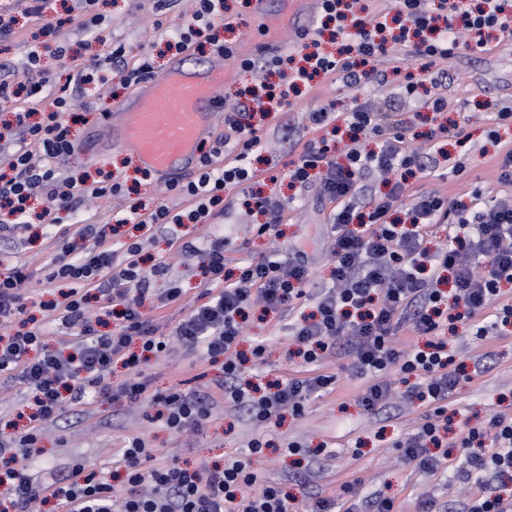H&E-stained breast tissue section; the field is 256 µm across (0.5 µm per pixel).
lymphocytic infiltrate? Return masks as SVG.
<instances>
[{"label":"lymphocytic infiltrate","mask_w":512,"mask_h":512,"mask_svg":"<svg viewBox=\"0 0 512 512\" xmlns=\"http://www.w3.org/2000/svg\"><path fill=\"white\" fill-rule=\"evenodd\" d=\"M47 2L21 0L24 13L39 21L44 35H56L68 24L96 33L101 23L97 0H77L76 12L63 18L49 15ZM318 2L320 14L336 24L344 43L340 51L311 49L310 33L304 30L297 35L301 58L245 56L240 67L262 80L278 75L292 90L336 73L354 87L370 81L385 88L388 76L378 64L391 42L406 47L417 66L406 73L398 94L356 103L344 113L328 104L308 115L315 137L304 144L285 176L294 187L318 183L322 198L334 205L327 226L329 280H315L301 254L278 250L232 265L224 254L227 239L187 241L181 234L185 225L209 224L227 214V189L262 178L251 158L262 152L264 143L248 118L273 111L271 92L225 113L224 134L203 144L194 177L166 182L167 192L182 200L183 209L161 202L145 216L138 208L128 210L134 221L163 229L177 252L193 259L202 278L195 306L170 333H161L144 313L143 297L161 279L166 286L156 297L157 309L180 306V279L163 261L143 268V241L113 246L115 225H79L75 236L82 242L80 249L66 247L46 265L45 287L69 286L64 302L50 306L47 318L64 329L73 347L70 354L51 349L40 324L3 333V326L23 313L32 275L23 264L1 268L0 376L26 384L33 407L28 425L10 434L0 431V459L12 462L11 468L0 470V499L13 512H30L37 500L52 498L67 512H332L339 499L347 505L345 512H400L391 498L356 496L352 480L340 485L338 497L321 496L310 488L308 469L300 476L307 494L289 495L254 467L271 446L260 433L224 464L197 468L159 462L158 449L147 447L142 437H129L116 463L123 471L117 483L81 459L65 477L42 485L21 465L37 447L44 425L57 421L65 403L90 397L147 406L177 435L198 429L212 416L215 389L225 404L258 426L286 413L301 417L309 401L334 390L338 375L329 369L332 358L347 361L352 376L364 380L358 403L367 413L392 409L399 397L423 407L421 424L399 443L403 458L416 470L428 477L445 475L456 450L462 459L453 471L456 478L480 488L441 505L418 498V512L437 507L442 512H512V498L494 488L495 482L512 480V413L494 411L480 424L462 426L454 441L444 439L448 404L471 374L455 365L442 338L445 328L457 322L481 341L512 327V296L502 291L512 284V147H502L495 162L496 196L485 198L474 188L468 192L469 203H459L409 184L413 177L435 176L439 161L434 145L448 139V125L433 128L428 147L422 148L411 127L388 119L398 104L413 100L437 114L448 111L451 104L440 91L447 75L439 64L460 48L481 51L494 33L512 31L505 16L512 0H439L436 8L432 0H393L391 11L351 29L345 21L359 0ZM223 27L224 0H192L190 24L175 29L170 39L177 52L204 43L227 58L233 50L221 37ZM55 53L70 63L62 83L41 67L36 47L27 54L24 81L15 80L10 64L0 65V102L15 106L13 125L0 127V141L12 144L0 155V208L8 211L0 219L1 239L34 218L57 223L59 212L75 211L85 198L119 195V182L106 179L83 187L63 176L76 150L64 114L85 95L87 85H108L115 75L128 88L155 74L147 57L129 67L121 44L85 57L69 55L60 43ZM339 122L349 135L337 157L325 132ZM377 182L386 188L378 196L371 191ZM300 200L297 194L286 199L252 196L248 209L267 217L253 225V233L280 238L288 210ZM440 227L446 230L444 241L429 247ZM257 307L290 318L289 334L300 360L294 374L262 386L242 382L241 375L247 361L263 362L266 339H256L250 355L239 350L247 312ZM406 331L424 337V345L405 343L401 335ZM176 345L199 353L215 369L211 391L177 385L152 389L148 366ZM118 364L126 376L116 382L112 370ZM395 375L409 382L403 394L393 388Z\"/></svg>","instance_id":"f902f5d3"}]
</instances>
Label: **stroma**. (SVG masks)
I'll return each mask as SVG.
<instances>
[{
    "label": "stroma",
    "mask_w": 512,
    "mask_h": 512,
    "mask_svg": "<svg viewBox=\"0 0 512 512\" xmlns=\"http://www.w3.org/2000/svg\"><path fill=\"white\" fill-rule=\"evenodd\" d=\"M310 0H265L263 11L244 6L241 0H226L225 16L230 25L224 38L235 55L224 60L211 52H192L191 61L198 65H227L230 79L221 86L217 97L223 101L222 111L214 115V134L224 131V111L231 108L241 90L250 86L252 76L241 71L240 57L251 55L256 49H264L267 56H287L296 49V33L301 29H316L318 14L309 10ZM152 0H99V10L104 20L101 24L102 40L124 43L129 62L148 56L155 61L156 74H164L174 61L173 55L161 52L160 33L153 27ZM450 78L447 94L454 105L449 120L455 121L467 136V143L448 142L446 151L449 162L436 178L417 181L416 189L441 190L454 198L465 189L483 188L491 192L496 188L494 178L495 147L479 151L478 143L485 140L484 131L489 125V115L474 111L470 100L512 105V42L495 43L483 52L460 49L445 65ZM373 86L358 90L350 87L342 75H335L313 89L303 91L293 98L290 107L270 113L260 121V135L267 143V151L255 154L254 167L273 169L279 173L277 183H262L263 192L275 191L290 196L287 179L282 173L286 164L296 160L306 141L313 136L307 116L328 103L343 109L355 99L373 96ZM128 91L113 95L111 90L90 93L86 107L77 109V119L72 133L77 144L66 173L73 178L95 174L102 170L112 172L125 181L127 189L120 198L105 197L84 204L77 212H63L57 224L18 229L10 239L0 240V262H21L34 271L37 280L31 283L27 294L28 316L43 319L45 304L59 300L60 291L45 288L39 283L44 267L53 250L72 242L76 224L89 222L103 224L122 216L127 205L139 204L142 211H150L156 202L157 192L152 185H136L139 160L127 150L112 145L107 137V123L103 113L115 110L117 98H128ZM291 124V134H283V124ZM463 163L461 174H453L454 163ZM333 209L332 203L322 201L316 187L303 192L300 207L288 214L286 235L278 244L250 232L249 227L261 223L258 214L240 218L233 214L216 219L204 226L186 225L182 232L186 239L198 237H226L228 259L235 260L248 255L260 256L279 249L304 252L315 277L328 276L326 255V226ZM124 235L147 238L144 251L146 264L162 259L173 264L181 276L184 297L180 307L158 312L161 327H174L184 311L190 310L202 289L200 280L189 272L183 260L170 249L164 234L144 228L136 229L126 224L120 229ZM265 336L269 347L261 366L266 377L278 378L292 374L293 365L287 358L289 340L280 328L279 320L252 321L246 329L241 350H249L255 337ZM448 342L462 356L474 355L486 350L495 351L497 360L492 369L485 371L472 382L460 387L448 405V425L458 431L466 421L477 422L497 410L500 401L512 405V335L475 341L464 328L448 332ZM202 364L184 349L149 368L153 388L164 390L185 379H195L197 387H204L200 374ZM362 382L348 374H341L335 389L310 403L300 418L285 416L280 424H268L264 433L274 445L259 462L258 469L267 480L279 483L282 488L296 494L300 491L298 476L301 465L288 457L283 448L289 441L303 444L306 451H313L321 444H328L336 454L330 458H315L312 469L316 473L315 485L324 494L337 491L346 480H358L363 494L378 492L395 498L404 512H415V499L428 494L436 502L456 498L457 489L445 481H426L412 464L404 462L396 447L420 422L423 409L415 403H401L400 414L372 416L356 403ZM255 426L239 413L224 404H217L213 416L195 432L172 434L162 423L148 421L142 409L128 408L125 401L106 397L91 399L89 403L65 405L56 423L48 425L40 442V451L27 460V471L37 481H47L50 475L67 474L75 458L111 470L113 461L121 456V450L129 436H142L152 448H163L168 457L179 464L198 467L210 462H223L233 456L249 436L255 434Z\"/></svg>",
    "instance_id": "35a3bbf8"
}]
</instances>
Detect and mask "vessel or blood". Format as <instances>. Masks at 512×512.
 <instances>
[{"label": "vessel or blood", "instance_id": "obj_1", "mask_svg": "<svg viewBox=\"0 0 512 512\" xmlns=\"http://www.w3.org/2000/svg\"><path fill=\"white\" fill-rule=\"evenodd\" d=\"M230 76L226 68L177 61L118 103L113 144L133 150L143 169L158 176L196 167L199 147L213 128L215 90Z\"/></svg>", "mask_w": 512, "mask_h": 512}]
</instances>
